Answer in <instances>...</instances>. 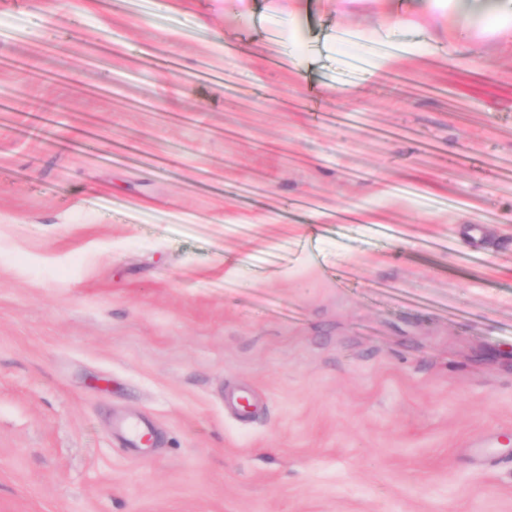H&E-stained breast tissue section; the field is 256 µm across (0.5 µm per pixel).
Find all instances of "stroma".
<instances>
[{
    "label": "stroma",
    "mask_w": 512,
    "mask_h": 512,
    "mask_svg": "<svg viewBox=\"0 0 512 512\" xmlns=\"http://www.w3.org/2000/svg\"><path fill=\"white\" fill-rule=\"evenodd\" d=\"M498 2L0 0V512H512Z\"/></svg>",
    "instance_id": "35a3bbf8"
}]
</instances>
